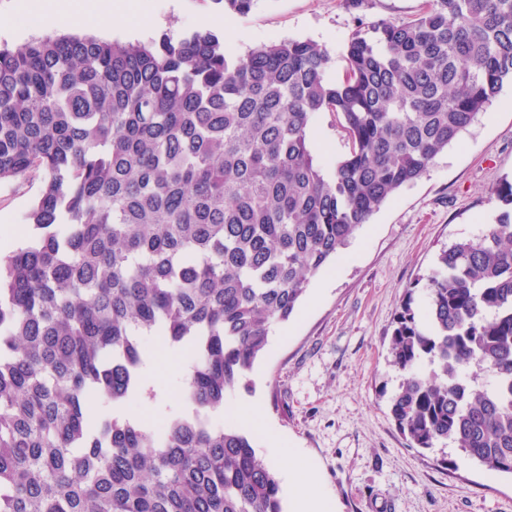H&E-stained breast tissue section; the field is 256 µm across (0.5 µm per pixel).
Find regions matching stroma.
Wrapping results in <instances>:
<instances>
[{
	"label": "stroma",
	"mask_w": 512,
	"mask_h": 512,
	"mask_svg": "<svg viewBox=\"0 0 512 512\" xmlns=\"http://www.w3.org/2000/svg\"><path fill=\"white\" fill-rule=\"evenodd\" d=\"M138 15L113 23L87 22L84 33L101 40L135 42L138 17L152 24V39H175L216 20L228 55L277 40H311L327 48V76L344 74L342 52L358 20L401 23L424 0H255L250 13L225 10L217 0H136ZM63 28L38 23L20 0H0V46L24 48ZM309 140L324 167L347 150L333 116L318 113ZM512 178V85H505L479 120L440 153L413 183L401 187L351 239L335 261L311 279L309 296L287 323L275 327L265 354L250 375L251 390L237 389L216 416L255 400L263 424L253 430L257 455L268 431L302 455L336 512H512V477L470 462L455 445L409 447L389 413L402 380L389 354L392 320L406 289L423 303L420 281L440 250L486 233L501 210L494 193ZM42 186L37 173L0 183V227L16 229L24 243L25 215ZM167 353L156 352L144 375L155 399L129 406L135 415L177 412L184 405L182 377L168 372Z\"/></svg>",
	"instance_id": "35a3bbf8"
}]
</instances>
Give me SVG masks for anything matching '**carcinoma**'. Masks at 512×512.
I'll list each match as a JSON object with an SVG mask.
<instances>
[{"label":"carcinoma","instance_id":"cac0c4a2","mask_svg":"<svg viewBox=\"0 0 512 512\" xmlns=\"http://www.w3.org/2000/svg\"><path fill=\"white\" fill-rule=\"evenodd\" d=\"M342 58L334 82L310 41L0 48V182L42 174L33 235L0 260V512H283L253 438L213 413L311 278L512 85V0L360 21ZM319 112L348 143L329 173ZM495 192L487 233L394 315L389 407L410 447L512 476V179ZM157 346L189 358L191 410L154 421L124 406Z\"/></svg>","mask_w":512,"mask_h":512}]
</instances>
